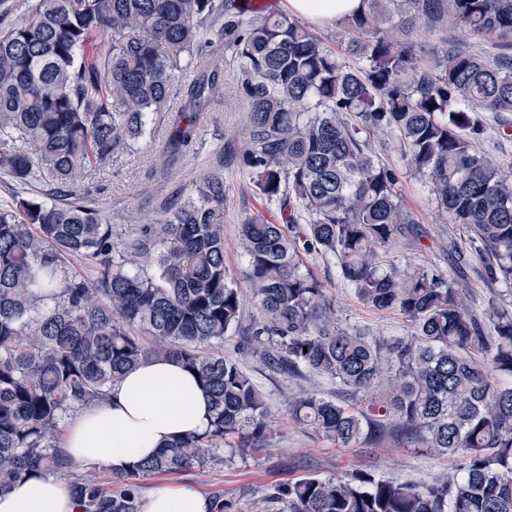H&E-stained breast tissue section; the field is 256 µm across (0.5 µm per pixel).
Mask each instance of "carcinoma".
Returning <instances> with one entry per match:
<instances>
[{
	"instance_id": "1",
	"label": "carcinoma",
	"mask_w": 512,
	"mask_h": 512,
	"mask_svg": "<svg viewBox=\"0 0 512 512\" xmlns=\"http://www.w3.org/2000/svg\"><path fill=\"white\" fill-rule=\"evenodd\" d=\"M336 50L285 14L249 18L239 0H33L0 32V494L64 476L78 512H140L143 482L224 461L267 440L252 377L212 352L238 328L242 289L224 264V174L211 171L119 252L79 183L105 170L168 112L167 166L224 93V56L249 106L240 160L280 222L256 212L240 234L259 318L239 346L270 376L315 372L366 398L350 409L288 397V414L343 447L392 432L456 468L415 485L367 470L267 489L268 512H512V308L468 312L438 272L401 278L379 246L415 233L396 174L360 134L396 136L436 203L473 233L492 280L512 283V178L478 152L480 113L512 112V56L449 40L423 60L420 30L462 28L512 48V0H364ZM202 60L184 82L181 62ZM49 187L42 197L31 187ZM337 260L355 296L411 323L403 337L343 328L303 255ZM84 259L88 277L69 266ZM486 355L487 364L472 354ZM171 358L211 400L205 430L102 482L56 443L60 425L112 385Z\"/></svg>"
}]
</instances>
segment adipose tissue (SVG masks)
Wrapping results in <instances>:
<instances>
[{"instance_id":"1","label":"adipose tissue","mask_w":512,"mask_h":512,"mask_svg":"<svg viewBox=\"0 0 512 512\" xmlns=\"http://www.w3.org/2000/svg\"><path fill=\"white\" fill-rule=\"evenodd\" d=\"M290 13L317 23H336L359 13L363 0H287ZM209 422L208 399L196 379L172 360H151L113 385L109 400L77 412L63 442L76 462L115 470L150 457ZM191 486H161L141 512H210ZM0 512H75L69 483L59 476L24 480L0 495Z\"/></svg>"}]
</instances>
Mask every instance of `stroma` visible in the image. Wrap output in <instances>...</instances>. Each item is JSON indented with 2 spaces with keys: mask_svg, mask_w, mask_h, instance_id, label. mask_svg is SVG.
<instances>
[{
  "mask_svg": "<svg viewBox=\"0 0 512 512\" xmlns=\"http://www.w3.org/2000/svg\"><path fill=\"white\" fill-rule=\"evenodd\" d=\"M237 82L236 71L225 69L223 98L211 104L197 139L175 166H163L158 158L167 119L166 113L158 112L134 147L113 160L102 183H82V191L109 219L118 247H125L143 227L161 218L172 194L186 191L204 173L219 167L224 171V264L229 277L242 280L246 269L239 240L242 220L257 211L272 219L278 210L255 194L252 176L238 158L248 103L239 97ZM483 121V133L474 142L476 149L493 157L504 172L512 173V112H487ZM368 149L376 163L396 173L398 197L419 228L418 234L378 248L384 266L402 276L418 270L451 275L463 288L468 310L478 315L485 312L492 297L512 302L504 284L484 277L485 259L471 244L469 232L438 209L428 180L409 171L397 140L377 133L369 137ZM304 263L333 301L339 325L372 336L410 335L411 324L399 311H378L361 303L335 261L313 253L305 256ZM238 341L237 333H228L218 349L225 358L239 362L266 397L268 438L264 448L235 456L220 466H196L180 474L148 478L145 490L189 485L208 498L221 493L234 499L237 512H266L264 492L269 486L305 475L333 477L366 468L379 476L421 485L455 469L456 458L407 444L391 433L374 444L345 448L297 423L288 414L289 396L315 394L345 402L348 393L335 382L309 372L269 377L256 357L240 349Z\"/></svg>",
  "mask_w": 512,
  "mask_h": 512,
  "instance_id": "1",
  "label": "stroma"
}]
</instances>
